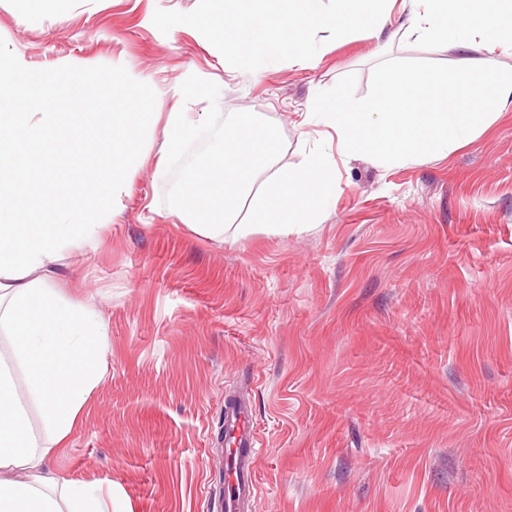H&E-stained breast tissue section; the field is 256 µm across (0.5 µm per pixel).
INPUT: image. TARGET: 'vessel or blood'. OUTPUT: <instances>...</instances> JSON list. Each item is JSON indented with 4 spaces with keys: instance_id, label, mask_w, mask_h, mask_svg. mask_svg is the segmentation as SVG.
Returning <instances> with one entry per match:
<instances>
[{
    "instance_id": "obj_1",
    "label": "vessel or blood",
    "mask_w": 512,
    "mask_h": 512,
    "mask_svg": "<svg viewBox=\"0 0 512 512\" xmlns=\"http://www.w3.org/2000/svg\"><path fill=\"white\" fill-rule=\"evenodd\" d=\"M225 445L235 454L232 470L226 471L225 483L229 490L220 498L219 512H246L257 492V461L260 455L258 435L253 428L247 406L228 407L224 410Z\"/></svg>"
}]
</instances>
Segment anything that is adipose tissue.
Masks as SVG:
<instances>
[{
  "label": "adipose tissue",
  "instance_id": "1",
  "mask_svg": "<svg viewBox=\"0 0 512 512\" xmlns=\"http://www.w3.org/2000/svg\"><path fill=\"white\" fill-rule=\"evenodd\" d=\"M129 145V138H113L111 161L50 223L31 221L25 196L0 199V334L7 341L0 350V512H116L111 490L48 467L67 448L105 371L107 324L90 305L28 275L63 251L95 242L99 224L76 214L86 200L128 184Z\"/></svg>",
  "mask_w": 512,
  "mask_h": 512
}]
</instances>
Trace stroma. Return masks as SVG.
I'll return each instance as SVG.
<instances>
[{
    "label": "stroma",
    "mask_w": 512,
    "mask_h": 512,
    "mask_svg": "<svg viewBox=\"0 0 512 512\" xmlns=\"http://www.w3.org/2000/svg\"><path fill=\"white\" fill-rule=\"evenodd\" d=\"M198 0H0V37L27 68L124 66L156 104L125 190L89 211L94 247L31 272L90 303L107 366L67 452V479L111 485L126 512H216L227 395L244 393L261 453L253 512H512V111L444 159L385 167L326 151L336 206L304 231L209 236L162 208L159 164L189 75L284 138L299 166L305 112L384 58L476 65L482 47L422 49L394 8L381 39L324 44L314 63L230 66L156 9Z\"/></svg>",
    "instance_id": "35a3bbf8"
}]
</instances>
